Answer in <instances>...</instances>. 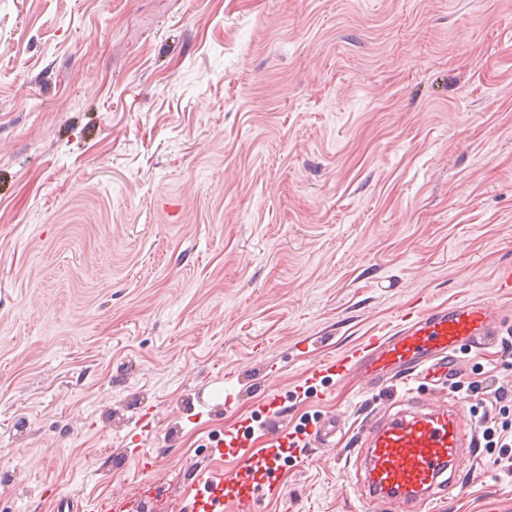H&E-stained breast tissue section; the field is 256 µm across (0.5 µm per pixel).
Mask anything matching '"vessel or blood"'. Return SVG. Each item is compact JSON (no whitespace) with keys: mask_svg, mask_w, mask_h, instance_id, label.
Here are the masks:
<instances>
[{"mask_svg":"<svg viewBox=\"0 0 512 512\" xmlns=\"http://www.w3.org/2000/svg\"><path fill=\"white\" fill-rule=\"evenodd\" d=\"M502 329L499 310L477 299L402 315L398 330L374 336L340 357L320 360L308 376L322 374L354 379L367 388L404 384L389 409L366 419L355 450V491L373 512H422L447 498L464 459L476 453V430L465 401L422 402L411 382L425 379L455 382L460 378L461 349H480ZM343 423L329 416L317 421L310 436L316 447L336 445ZM267 447H256L249 427L228 431L227 452L240 462L230 476L199 472L193 512H223L232 502L237 512H252L259 492L276 493L277 448L290 435L276 428L265 432Z\"/></svg>","mask_w":512,"mask_h":512,"instance_id":"1","label":"vessel or blood"}]
</instances>
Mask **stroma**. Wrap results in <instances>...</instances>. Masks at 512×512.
Segmentation results:
<instances>
[{
    "instance_id": "1",
    "label": "stroma",
    "mask_w": 512,
    "mask_h": 512,
    "mask_svg": "<svg viewBox=\"0 0 512 512\" xmlns=\"http://www.w3.org/2000/svg\"><path fill=\"white\" fill-rule=\"evenodd\" d=\"M508 265L512 0H0V512H192L272 390L281 427H346L256 512H363L386 395L305 392L308 364L425 305L512 313ZM489 378L512 386L500 336L462 375ZM497 455L433 512L512 499Z\"/></svg>"
}]
</instances>
